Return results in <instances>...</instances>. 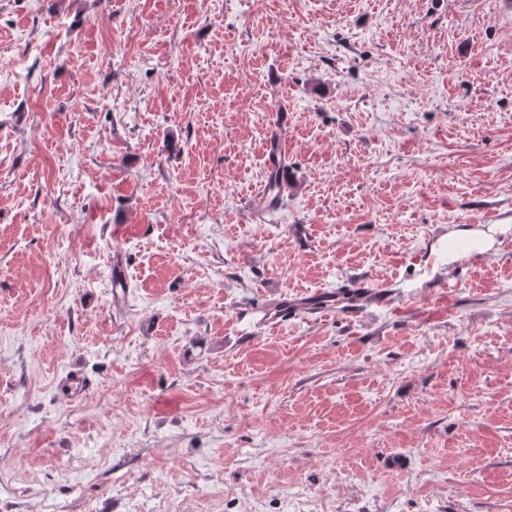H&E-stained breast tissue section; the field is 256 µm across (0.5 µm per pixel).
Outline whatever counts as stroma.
<instances>
[{"label": "stroma", "mask_w": 512, "mask_h": 512, "mask_svg": "<svg viewBox=\"0 0 512 512\" xmlns=\"http://www.w3.org/2000/svg\"><path fill=\"white\" fill-rule=\"evenodd\" d=\"M40 501L512 512V0H0V512ZM500 230L498 227H489L487 231H471L468 228L450 230L448 232V246L450 244L460 246V249L450 250L448 248V259L459 256L460 253L486 252L492 249L495 238L494 234ZM333 297L325 296L323 293H316L309 297L305 302H288V295L283 296L276 304L274 310H267L261 319V322L267 325H275L288 318L297 315L301 311L308 315L327 314L333 307Z\"/></svg>", "instance_id": "35a3bbf8"}]
</instances>
